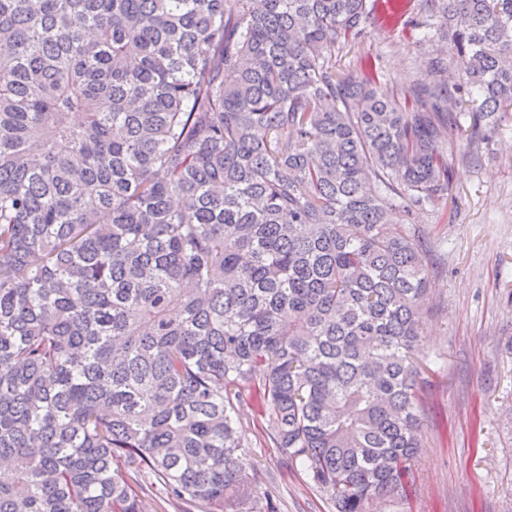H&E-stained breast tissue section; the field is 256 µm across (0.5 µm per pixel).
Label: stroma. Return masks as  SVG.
Segmentation results:
<instances>
[{
	"label": "stroma",
	"mask_w": 512,
	"mask_h": 512,
	"mask_svg": "<svg viewBox=\"0 0 512 512\" xmlns=\"http://www.w3.org/2000/svg\"><path fill=\"white\" fill-rule=\"evenodd\" d=\"M395 2L403 22L376 9L366 40L342 61L360 73L364 58L375 59L390 96L424 72L430 51L411 28L417 0ZM469 134L449 129L448 201L418 217L433 254L418 351L432 373L413 512H512V112L477 151ZM238 414L247 459L278 512H332L303 470L285 476L267 419L245 405Z\"/></svg>",
	"instance_id": "1"
}]
</instances>
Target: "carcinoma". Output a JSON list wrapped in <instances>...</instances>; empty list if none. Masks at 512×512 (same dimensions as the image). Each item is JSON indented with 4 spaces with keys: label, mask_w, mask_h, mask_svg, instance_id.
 Segmentation results:
<instances>
[{
    "label": "carcinoma",
    "mask_w": 512,
    "mask_h": 512,
    "mask_svg": "<svg viewBox=\"0 0 512 512\" xmlns=\"http://www.w3.org/2000/svg\"><path fill=\"white\" fill-rule=\"evenodd\" d=\"M339 69L367 0H0V512H256L236 411L335 512L409 504L448 127L512 110V0ZM390 200V206L382 204ZM143 512H177V507L168 499L163 487L159 484H148L142 495Z\"/></svg>",
    "instance_id": "obj_1"
}]
</instances>
